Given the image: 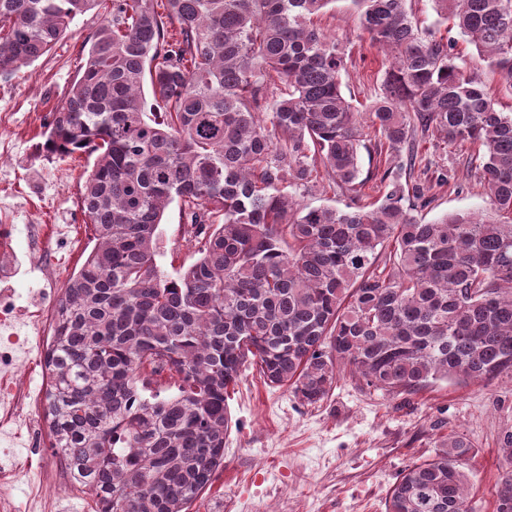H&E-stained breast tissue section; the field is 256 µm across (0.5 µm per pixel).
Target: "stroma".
Returning <instances> with one entry per match:
<instances>
[{"mask_svg": "<svg viewBox=\"0 0 512 512\" xmlns=\"http://www.w3.org/2000/svg\"><path fill=\"white\" fill-rule=\"evenodd\" d=\"M100 20L94 10L77 16L48 54L11 81H0V225H14L10 246L18 256L16 274L0 281V309L12 318L10 327L0 326V336L12 331L28 342L14 364H0V512H93L92 495L54 454L45 416L54 307L95 245L80 209L93 161L42 150L41 132L84 63V44ZM315 24L346 54L344 97L356 111L368 112L385 69L347 0H337ZM364 143L360 163L367 182L355 190L325 188L307 196L308 204L378 205L390 149L370 130ZM409 143L416 154L411 177L425 190L414 203L419 220L487 212L473 147H445L418 128ZM59 224L69 225L68 235L56 234ZM181 224L174 204L158 229L157 263L172 276L195 259ZM228 406L232 427L224 464L188 512H386L388 492L404 470L434 456L451 434L473 446V512H494L502 439L512 434L510 379L465 387L439 383L393 396L361 386L345 371L328 398L310 406L288 388L264 384L249 368Z\"/></svg>", "mask_w": 512, "mask_h": 512, "instance_id": "35a3bbf8", "label": "stroma"}]
</instances>
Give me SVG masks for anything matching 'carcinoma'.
<instances>
[{"label":"carcinoma","mask_w":512,"mask_h":512,"mask_svg":"<svg viewBox=\"0 0 512 512\" xmlns=\"http://www.w3.org/2000/svg\"><path fill=\"white\" fill-rule=\"evenodd\" d=\"M332 2L0 0L1 81L103 10L42 132L51 153L95 156L81 210L96 244L56 304L46 366L55 454L98 512H186L224 464L228 390L249 366L309 405L343 366L392 395L512 380V112L480 79L512 90V0H432L470 60L406 0H349L389 60L367 114L314 25ZM412 116L447 147H475L491 218L423 224L405 208L424 196L402 181ZM367 121L395 152L380 204L303 203L360 184ZM174 202L199 257L172 277L156 252ZM502 448L495 512H512V434ZM471 456L448 435L401 474L387 512H471Z\"/></svg>","instance_id":"1"}]
</instances>
